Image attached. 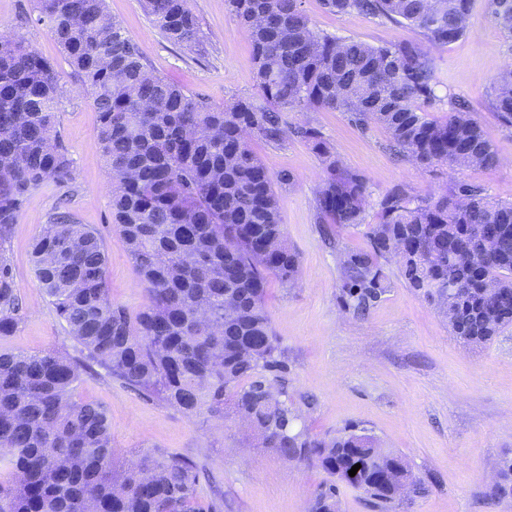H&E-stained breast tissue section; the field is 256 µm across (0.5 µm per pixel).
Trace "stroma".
<instances>
[{"label":"stroma","mask_w":512,"mask_h":512,"mask_svg":"<svg viewBox=\"0 0 512 512\" xmlns=\"http://www.w3.org/2000/svg\"><path fill=\"white\" fill-rule=\"evenodd\" d=\"M106 4L160 76L215 105L254 94L250 37L226 0H189L204 33L199 48L170 43L142 0ZM34 8L35 0H0V34L21 33L26 45L55 65L64 89L59 130L74 180L66 188L49 180L32 190L6 244L25 314L14 335L0 338V350L28 353L73 344L30 260L32 240L61 198H68L75 220L94 225L106 243L113 303L133 314L145 301L113 223L97 114L46 26L19 27L20 14ZM303 8L314 29L371 45L415 37L400 24L329 13L321 0H303ZM431 54L439 100L429 108L430 118L442 119L453 102H466L496 148V164L425 169L393 153L382 125L361 131L344 113L328 109L285 115L289 124L308 121L318 127L343 164L364 178L366 224L374 223L380 199L397 187L425 195L463 181L494 200L512 202V130L501 127L487 102L499 74L512 66V40L492 17L489 0H471L463 36L432 48ZM252 148L271 173L294 177L278 204L288 245L300 257L299 276L292 288L269 280L266 308L288 367L297 427L325 436L355 426L400 455L424 491L400 498L392 512H512V499L498 502L487 496L501 459L512 454V327L485 345H463L451 335L437 302L408 288L392 263L384 266L387 292L365 315L344 308L336 252L316 222L319 157L309 143L293 138L279 146L256 140ZM74 396L106 408L120 457L134 450L161 452L190 457L203 467L208 477L197 488V500L204 512H306L326 478L315 466L254 446L245 426L231 415L221 421L204 412L189 416L107 377L82 376Z\"/></svg>","instance_id":"stroma-1"}]
</instances>
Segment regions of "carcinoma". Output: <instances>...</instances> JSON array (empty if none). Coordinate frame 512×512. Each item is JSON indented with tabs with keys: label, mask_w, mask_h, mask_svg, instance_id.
Returning a JSON list of instances; mask_svg holds the SVG:
<instances>
[{
	"label": "carcinoma",
	"mask_w": 512,
	"mask_h": 512,
	"mask_svg": "<svg viewBox=\"0 0 512 512\" xmlns=\"http://www.w3.org/2000/svg\"><path fill=\"white\" fill-rule=\"evenodd\" d=\"M144 2L168 41L203 42L188 0ZM301 4L227 0L250 36L257 95L226 108L156 74L106 0H37V17L22 18L48 28L92 98L114 221L145 303L134 317L112 303L106 246L94 226L77 223L66 209L50 217L31 262L78 349L0 350V512H200L193 459L135 451V459L121 461L106 409L74 399L81 375L99 368L184 414L205 411L222 420L231 413L263 432L274 455L320 468L328 479L308 512H336L342 485L362 491L379 512H388L399 484L423 489L402 457L369 434L314 438L295 429L298 415L278 375L282 351L265 308L269 278L289 287L297 279L299 259L278 208V191L293 176L272 175L250 140L280 145L297 138L320 158L316 219L336 244L344 306L363 311L386 292L383 263L404 244L409 249L396 265L409 287L443 305L450 283L470 289L456 297L451 334L476 345L493 340L512 325V203L464 182L438 196L396 188L367 225L369 250L349 251L340 231L364 222L365 182L317 127L284 118L336 110L360 130L383 125L394 147L422 167L495 164L496 150L469 108L456 103L439 121L426 113L438 96L425 44L458 40L471 0H322L333 14L405 24L418 35L384 46L313 30ZM490 9L512 38V0H490ZM62 94L50 61L22 38L0 36V337L23 318L5 249L21 208L44 181L74 180L59 131ZM488 106L512 129L511 67L492 86ZM480 235L494 239V252L469 268L455 247ZM498 470L490 494L511 499L512 459L503 458Z\"/></svg>",
	"instance_id": "cac0c4a2"
}]
</instances>
